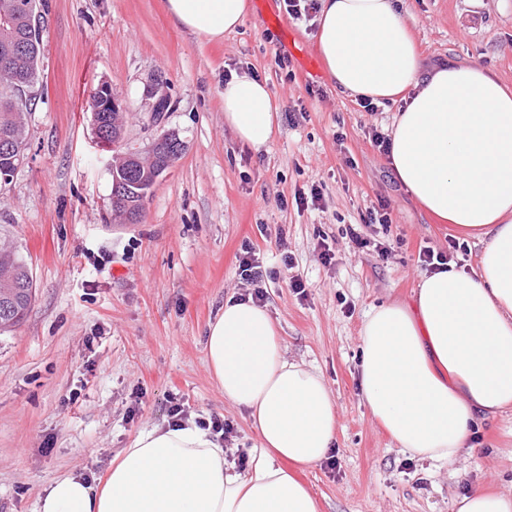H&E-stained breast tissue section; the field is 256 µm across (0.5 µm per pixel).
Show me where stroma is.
I'll return each instance as SVG.
<instances>
[{
  "mask_svg": "<svg viewBox=\"0 0 512 512\" xmlns=\"http://www.w3.org/2000/svg\"><path fill=\"white\" fill-rule=\"evenodd\" d=\"M250 4L218 42L179 28L165 0L38 2L28 159L0 188V237L19 247L35 283L24 322L0 334V512H37L39 492L69 473L105 479L140 431L169 423L173 398L190 419L232 421L236 448L259 447L205 353L209 323L241 292L245 243L272 272L266 306L288 359L319 370L336 398L337 466L299 476L320 512H449L455 496L512 486V409L476 422L470 456L434 465L400 452L362 404L364 316L408 299L424 274L420 250L447 251L456 231L405 192L369 136L391 131L398 104L363 112L325 75L316 28L280 0ZM403 9L427 64L474 60L512 88V0H403ZM230 67L267 79L280 109L305 117L281 119L261 150L242 144L224 124ZM104 82L128 114L129 146L146 149L163 131L184 143L137 224L111 216L113 154L99 147L88 108ZM160 93L170 109L157 127L149 116ZM314 185L319 208L293 205ZM381 203L390 226H361ZM355 224L369 246L351 240ZM282 236L305 296L280 273Z\"/></svg>",
  "mask_w": 512,
  "mask_h": 512,
  "instance_id": "35a3bbf8",
  "label": "stroma"
}]
</instances>
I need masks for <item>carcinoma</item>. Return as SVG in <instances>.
<instances>
[{
    "label": "carcinoma",
    "instance_id": "1",
    "mask_svg": "<svg viewBox=\"0 0 512 512\" xmlns=\"http://www.w3.org/2000/svg\"><path fill=\"white\" fill-rule=\"evenodd\" d=\"M34 0H0V166L12 164V150L28 147V116L33 96L29 84L36 79L41 54V15L29 13ZM102 128L110 139L122 138L127 114L105 108ZM166 150L155 162L137 161L119 148L113 160L110 204L126 224L141 222L147 198L142 191L153 182ZM34 298L33 274L17 246L0 243V332L19 326Z\"/></svg>",
    "mask_w": 512,
    "mask_h": 512
}]
</instances>
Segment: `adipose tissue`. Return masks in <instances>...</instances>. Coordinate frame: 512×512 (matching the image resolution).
<instances>
[{
    "instance_id": "adipose-tissue-1",
    "label": "adipose tissue",
    "mask_w": 512,
    "mask_h": 512,
    "mask_svg": "<svg viewBox=\"0 0 512 512\" xmlns=\"http://www.w3.org/2000/svg\"><path fill=\"white\" fill-rule=\"evenodd\" d=\"M400 0H321L317 45L348 96L400 104L389 161L438 220L482 245L478 267L423 277L411 301L375 307L360 332V398L399 451L454 464L471 454L480 415L512 408V89L480 63L425 67ZM182 29L209 39L243 25L248 0H166ZM224 123L267 146L279 110L266 81L232 76ZM208 366L260 448L247 469L189 420L141 431L105 483L69 474L38 495V512H318L296 474L336 440V400L321 373L289 360L267 308L228 299L210 322ZM452 512H512V489L456 497Z\"/></svg>"
}]
</instances>
